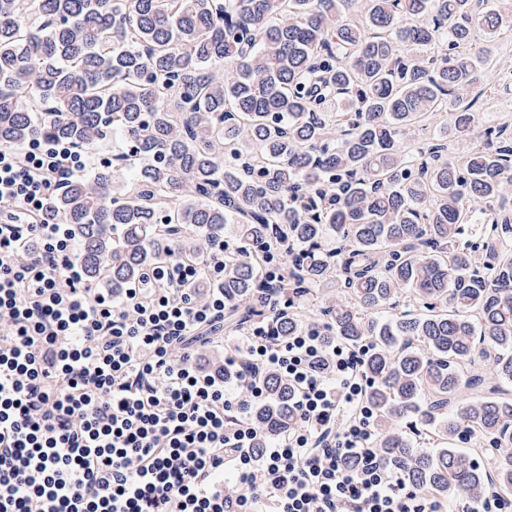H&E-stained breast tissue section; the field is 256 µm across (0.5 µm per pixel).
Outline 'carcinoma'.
<instances>
[{"mask_svg": "<svg viewBox=\"0 0 512 512\" xmlns=\"http://www.w3.org/2000/svg\"><path fill=\"white\" fill-rule=\"evenodd\" d=\"M478 31L494 41L503 18L473 0H0V146L122 137L117 165L48 203L115 294L164 261L198 263L204 292L228 224L232 330L290 335L336 277L326 335L372 346L377 449L451 508L490 478L512 491V454L487 470L456 448L464 432L512 447V138L489 126L450 156L404 136L445 112L454 140L477 126L481 93L460 92L486 77ZM263 243L287 250L279 315L257 301ZM267 386L259 447L296 423L288 381Z\"/></svg>", "mask_w": 512, "mask_h": 512, "instance_id": "1", "label": "carcinoma"}]
</instances>
